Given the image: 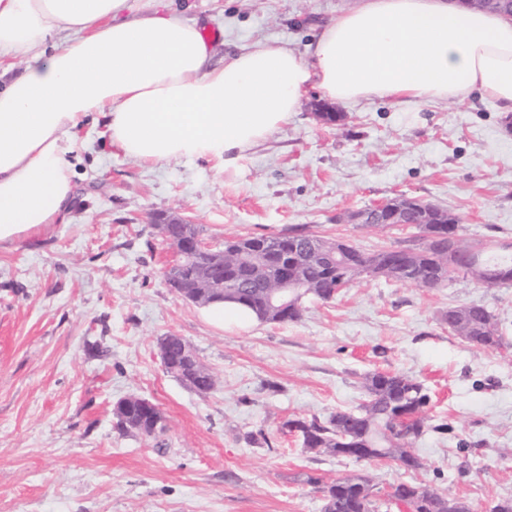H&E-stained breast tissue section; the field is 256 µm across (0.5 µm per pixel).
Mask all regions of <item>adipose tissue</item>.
<instances>
[{
    "label": "adipose tissue",
    "mask_w": 512,
    "mask_h": 512,
    "mask_svg": "<svg viewBox=\"0 0 512 512\" xmlns=\"http://www.w3.org/2000/svg\"><path fill=\"white\" fill-rule=\"evenodd\" d=\"M57 34L61 47L44 51ZM214 55L167 0H0V248L66 223L74 134L92 112L140 164L212 157L228 169L313 89L403 105L476 93L512 112V21L447 0H361L306 58L270 43L220 66Z\"/></svg>",
    "instance_id": "1"
}]
</instances>
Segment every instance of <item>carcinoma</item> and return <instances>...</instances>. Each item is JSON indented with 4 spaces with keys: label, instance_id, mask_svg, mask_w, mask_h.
I'll use <instances>...</instances> for the list:
<instances>
[{
    "label": "carcinoma",
    "instance_id": "carcinoma-1",
    "mask_svg": "<svg viewBox=\"0 0 512 512\" xmlns=\"http://www.w3.org/2000/svg\"><path fill=\"white\" fill-rule=\"evenodd\" d=\"M437 213L428 215V223L421 224V215L412 213L407 219L416 223L422 234L451 232L463 251L472 245L459 238V217L447 212L448 223H436ZM318 241L322 237L313 233L290 231L278 235H255L234 241H225L224 246L215 247L207 258L213 260L224 257V264L212 267V275L224 286L230 295L226 302L242 304L257 312L265 307L269 292L279 287L276 279L278 255L267 252L266 261L257 265L252 261H237L240 247H277L285 259H293V246H302L307 239ZM448 238L436 245L420 244L413 246H392L389 257L391 267L380 261V253H366L355 246L347 245L349 258L356 261L359 271L352 273L343 264L333 265L323 257L306 256L301 261L298 283L294 288L297 310L289 320L300 319L302 302L306 297L321 301L333 298V291L341 283H352L363 277H382L395 283H413L420 287L435 288L449 280L445 263L448 261ZM478 267H472L471 260L460 258L458 271L490 286L512 284V257L485 256L476 254ZM450 310L463 316V321L448 327V332L465 340L468 344L486 350H496L504 346L505 336L492 313L477 303L456 305ZM366 399L359 410H338L322 421L316 417L310 420L293 419L283 423V428L297 432L302 447L339 457L341 447L348 442L356 445L366 443L371 448L384 450V455L397 460L400 468L415 471L421 467L412 444L425 428L424 409L430 402L422 384L414 378L400 373L386 376L376 373L365 377ZM117 427L125 433L149 434L147 421L139 413L136 397L126 401V407L114 409ZM374 489L372 479L360 474L338 478L323 488L324 512H377L375 499L363 495L364 489ZM390 504L401 508L406 504L415 512H420L417 499L431 501V512H461L459 499L448 497L428 487L412 482H400L390 486L386 493Z\"/></svg>",
    "mask_w": 512,
    "mask_h": 512
}]
</instances>
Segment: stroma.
<instances>
[{
	"mask_svg": "<svg viewBox=\"0 0 512 512\" xmlns=\"http://www.w3.org/2000/svg\"><path fill=\"white\" fill-rule=\"evenodd\" d=\"M217 28L218 57L258 42L306 54L323 24L359 0H187ZM300 112L232 170L204 157L143 166L82 123L77 199L65 224L0 249V512H322L323 487L351 473L378 493L413 481L490 512L512 498V348L487 351L448 331V308L478 303L512 344V285L455 274L436 288L358 280L308 299L294 322L227 330L180 299L174 252L153 226L180 213L210 246L295 228L372 252L418 238L340 215L404 194L448 209L479 247L512 245V130L493 102L382 99ZM174 334L214 375L207 394L164 369ZM402 373L426 387L423 467L358 462L302 447L290 419L356 409L362 381ZM150 399L163 433H120L115 403ZM447 431H438V424Z\"/></svg>",
	"mask_w": 512,
	"mask_h": 512,
	"instance_id": "obj_1",
	"label": "stroma"
}]
</instances>
